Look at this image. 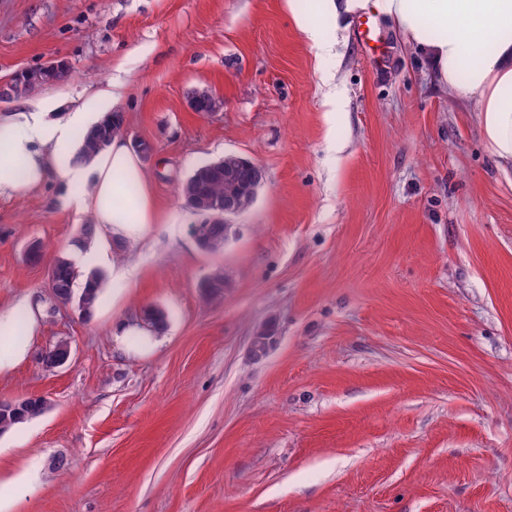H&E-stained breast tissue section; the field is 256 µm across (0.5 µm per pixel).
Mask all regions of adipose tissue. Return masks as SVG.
Listing matches in <instances>:
<instances>
[{
  "instance_id": "obj_1",
  "label": "adipose tissue",
  "mask_w": 512,
  "mask_h": 512,
  "mask_svg": "<svg viewBox=\"0 0 512 512\" xmlns=\"http://www.w3.org/2000/svg\"><path fill=\"white\" fill-rule=\"evenodd\" d=\"M295 21L322 56L336 52L326 23L361 11L391 20L406 42L427 61L437 82L458 100L475 102L483 142L500 179L512 183V0H311ZM110 110L67 98L27 101L0 115V197L21 196L51 175L89 191L65 194L64 210L89 220L116 240L136 243L153 229L175 234L177 220L162 215L138 155L114 136L90 160L60 157L78 150L77 131L110 119Z\"/></svg>"
}]
</instances>
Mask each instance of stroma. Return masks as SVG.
I'll use <instances>...</instances> for the list:
<instances>
[{"label":"stroma","mask_w":512,"mask_h":512,"mask_svg":"<svg viewBox=\"0 0 512 512\" xmlns=\"http://www.w3.org/2000/svg\"><path fill=\"white\" fill-rule=\"evenodd\" d=\"M288 2L0 0V82L63 58L72 79L37 94L82 101L121 77L124 135L153 144L156 204L180 221L121 251L134 285L103 268L83 315L48 286L80 242L59 199L82 185L0 198V313L41 305L0 399L48 402L0 434L9 512H512V186L475 103L391 21L373 16L371 52L358 17L328 25L323 58ZM193 88L223 110L191 111ZM227 153L264 186L204 251L177 188ZM217 274L212 305L200 283ZM148 307L162 343L126 351L112 322ZM60 341L69 362L43 368Z\"/></svg>","instance_id":"obj_1"}]
</instances>
